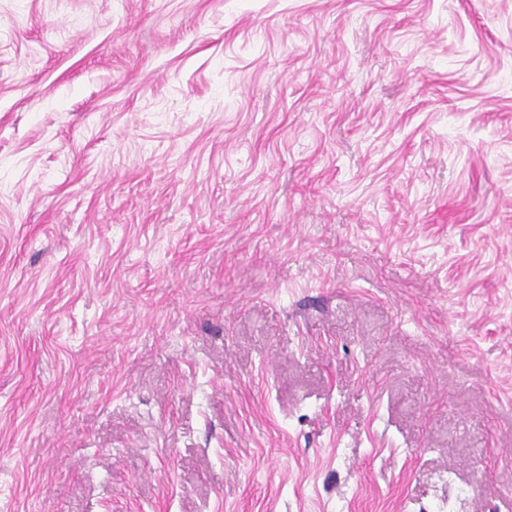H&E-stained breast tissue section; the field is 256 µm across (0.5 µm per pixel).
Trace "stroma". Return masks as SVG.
<instances>
[{"label":"stroma","instance_id":"35a3bbf8","mask_svg":"<svg viewBox=\"0 0 512 512\" xmlns=\"http://www.w3.org/2000/svg\"><path fill=\"white\" fill-rule=\"evenodd\" d=\"M0 512H512V0H0Z\"/></svg>","mask_w":512,"mask_h":512}]
</instances>
